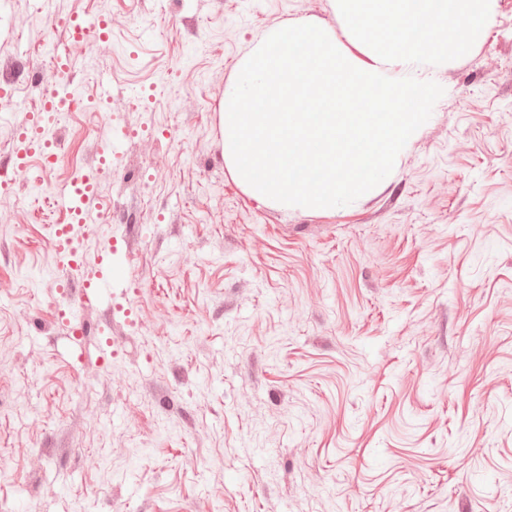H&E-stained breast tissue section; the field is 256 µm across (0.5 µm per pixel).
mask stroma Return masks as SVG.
Masks as SVG:
<instances>
[{"label":"stroma","mask_w":512,"mask_h":512,"mask_svg":"<svg viewBox=\"0 0 512 512\" xmlns=\"http://www.w3.org/2000/svg\"><path fill=\"white\" fill-rule=\"evenodd\" d=\"M106 17L90 49L54 15ZM333 27L337 0H0V58L44 66L0 104V162L58 82V170L0 188V512H512V0L463 57L398 165L328 211L257 201L220 113L268 31ZM116 239L99 297L67 276L35 197L107 142ZM109 344L101 355V344Z\"/></svg>","instance_id":"35a3bbf8"}]
</instances>
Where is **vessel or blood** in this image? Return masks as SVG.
Masks as SVG:
<instances>
[{
  "label": "vessel or blood",
  "mask_w": 512,
  "mask_h": 512,
  "mask_svg": "<svg viewBox=\"0 0 512 512\" xmlns=\"http://www.w3.org/2000/svg\"><path fill=\"white\" fill-rule=\"evenodd\" d=\"M68 36L75 41H83L90 36L104 38L110 35L111 28L105 18L88 20L82 17L71 18ZM76 95L75 86L61 83L41 105L31 113L30 125L20 132L19 138L24 144L23 150L16 153L13 160L15 172H27L32 162L41 166H50L54 160L51 150L54 141L52 129L56 119L54 114L61 105ZM52 204L66 216L65 223L55 225L53 248L63 259H79L83 251L84 231L97 223L102 215L103 204L98 192V178L86 175L82 179L70 182L53 198Z\"/></svg>",
  "instance_id": "obj_1"
}]
</instances>
